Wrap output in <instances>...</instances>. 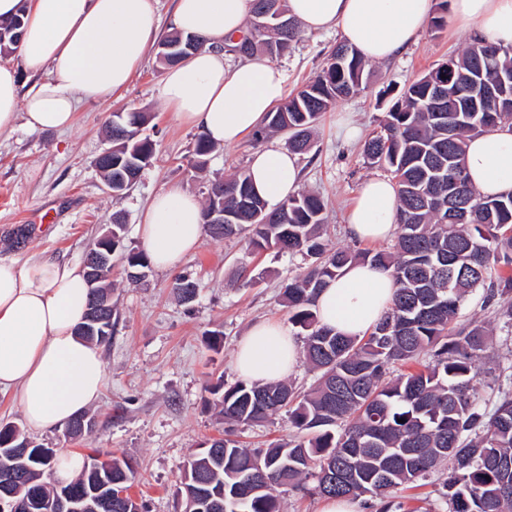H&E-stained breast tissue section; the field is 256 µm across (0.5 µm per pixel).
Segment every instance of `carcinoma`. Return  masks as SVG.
I'll use <instances>...</instances> for the list:
<instances>
[{
    "label": "carcinoma",
    "instance_id": "1",
    "mask_svg": "<svg viewBox=\"0 0 512 512\" xmlns=\"http://www.w3.org/2000/svg\"><path fill=\"white\" fill-rule=\"evenodd\" d=\"M298 26L272 23L248 32L239 53L294 41ZM365 61L342 43L321 71L263 121V129L288 134L292 152L309 150L310 132L336 102L363 89ZM512 76V47L477 39L460 54L413 81L386 112L380 130L365 144L367 162L389 172L398 186L399 211L392 250L334 249L324 237V203L299 191L271 208L257 196L245 173L207 187L204 233L213 241L248 232V247L274 246L309 261L285 287L291 321L305 332L302 358L320 371L317 384L299 392L281 381H237L218 385L224 435L207 440L183 469V512H280L274 490L280 486L330 498L369 497L379 512L399 508L395 493L425 481L442 463L448 476L440 496L448 512H512V364L498 367L489 385L495 400H480V360L492 329L480 320L457 328L454 322L468 297L482 293L495 319L512 335V196L481 197L464 175L467 140L502 125L512 112H499L489 100L465 94L478 76L492 81ZM146 112H114L106 120L112 138V164L99 168L103 180L136 175L154 158L156 142L140 135ZM213 144L204 136L194 148L204 168ZM224 198L230 224L208 221L215 199ZM125 224L112 218V250L130 270L149 266L142 251L124 245ZM371 262L391 270L398 285L390 311L362 338L342 336L319 325L313 303L319 291L353 263ZM112 271L90 289L89 305L112 295ZM180 300L192 303L198 281L177 275ZM103 324L86 339L107 344L117 323L109 306ZM301 437L249 449L236 439L235 427L261 423L280 413ZM41 444L0 427V448ZM53 456L37 457L18 476L13 500L27 512H53L52 503L69 498L98 512H144L131 496L112 501V491L134 484L135 465L112 455L92 461L71 483L49 487L41 481ZM260 466L268 482L237 502L247 464ZM315 478L313 487L305 485Z\"/></svg>",
    "mask_w": 512,
    "mask_h": 512
}]
</instances>
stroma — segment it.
I'll use <instances>...</instances> for the list:
<instances>
[{"label": "stroma", "mask_w": 512, "mask_h": 512, "mask_svg": "<svg viewBox=\"0 0 512 512\" xmlns=\"http://www.w3.org/2000/svg\"><path fill=\"white\" fill-rule=\"evenodd\" d=\"M471 40L453 20L440 29L425 24L418 41L399 56L368 63L364 91L337 103L317 124L311 150L299 158L301 187L323 198L332 244L355 246L346 227L348 211L363 183L384 174L366 162V140L413 80ZM339 42L333 32L303 31L288 51L272 57V64L287 74L288 93L315 77ZM164 75L156 51H149L117 98L80 105L66 131L20 126L0 135L1 258L83 262L93 239L116 214L126 224V247L139 248L137 226L158 192L177 187L203 197L208 181L247 169L254 151L287 148V135L262 138L252 132L238 145L216 147L205 170L196 169L194 146L201 131L179 121L159 98ZM115 111L150 113L145 132L157 143L151 166L124 195L108 193L94 166L105 146L104 123ZM21 227L28 231L25 243L9 245L10 235ZM303 267L301 257L274 248L251 251L243 236L207 239L181 265L200 282L196 300L185 305L171 288L174 272L149 267L143 281L132 282L120 264H113L118 324L111 342L101 348L107 383L92 410L96 428L75 440L56 430L40 435L39 443L83 458L98 449L131 459L138 470L131 493L146 512H181L178 490L186 460L223 429L208 388L220 379L228 385L238 380L236 347L252 324H290L283 288ZM214 330L223 334L217 351L207 345L206 335ZM237 434L245 446L263 448L295 438L297 431L280 414L241 427Z\"/></svg>", "instance_id": "obj_1"}]
</instances>
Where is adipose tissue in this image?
Masks as SVG:
<instances>
[{"label": "adipose tissue", "mask_w": 512, "mask_h": 512, "mask_svg": "<svg viewBox=\"0 0 512 512\" xmlns=\"http://www.w3.org/2000/svg\"><path fill=\"white\" fill-rule=\"evenodd\" d=\"M158 0H0V21L23 14L21 66L0 64V134L23 121L32 130H64L82 103L112 97L130 81L155 45ZM309 33L338 32L364 60L384 62L414 43L433 0H288ZM452 17L484 43L512 46V0H451ZM252 0H176L174 29L203 38L204 49L167 68L162 101L183 122L218 146L237 144L281 104L283 69L255 56L234 66L225 47L246 32ZM37 79L22 86L19 67ZM465 171L484 196L512 193V128L471 139ZM256 193L277 205L300 187L295 154L269 147L252 154L247 171ZM399 207L394 181L366 180L349 216L357 240L395 232ZM141 247L158 269L178 267L204 236L198 198L179 189L157 194L138 226ZM397 291L390 270L349 265L315 299L320 323L347 336L373 328ZM89 285L78 263L0 259V397L22 414L28 433L65 427L97 405L106 383L99 347L77 334L88 308ZM301 347L288 326L253 324L235 354L238 374L275 382L292 375Z\"/></svg>", "instance_id": "adipose-tissue-1"}]
</instances>
